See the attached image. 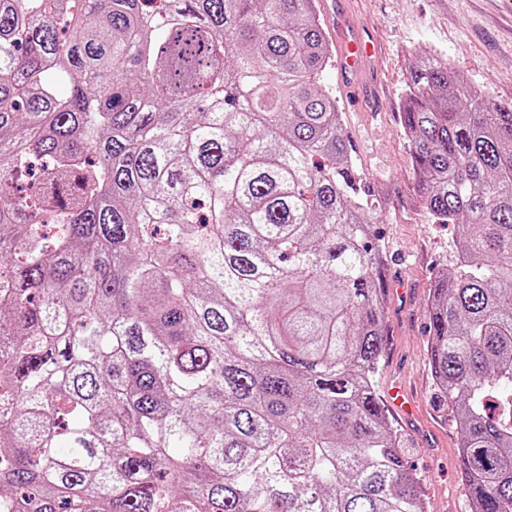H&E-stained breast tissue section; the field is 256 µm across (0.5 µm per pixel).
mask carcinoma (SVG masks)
<instances>
[{
    "mask_svg": "<svg viewBox=\"0 0 512 512\" xmlns=\"http://www.w3.org/2000/svg\"><path fill=\"white\" fill-rule=\"evenodd\" d=\"M314 0H0V512H425ZM429 366L512 512V106L413 52Z\"/></svg>",
    "mask_w": 512,
    "mask_h": 512,
    "instance_id": "carcinoma-1",
    "label": "carcinoma"
}]
</instances>
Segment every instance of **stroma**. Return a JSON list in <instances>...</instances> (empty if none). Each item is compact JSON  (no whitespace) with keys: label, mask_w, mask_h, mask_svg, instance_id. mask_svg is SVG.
I'll use <instances>...</instances> for the list:
<instances>
[{"label":"stroma","mask_w":512,"mask_h":512,"mask_svg":"<svg viewBox=\"0 0 512 512\" xmlns=\"http://www.w3.org/2000/svg\"><path fill=\"white\" fill-rule=\"evenodd\" d=\"M343 13L379 46L361 63L357 104H349L335 69L321 76L343 113V136L370 203L372 245L388 275L375 391L429 512H471L460 429L428 364V298L438 272L458 261L455 230L434 223L424 208L400 112L411 52L419 48L447 59L490 99L512 104V20L501 0H346ZM399 382L414 394L415 414L389 409L388 393Z\"/></svg>","instance_id":"stroma-1"}]
</instances>
